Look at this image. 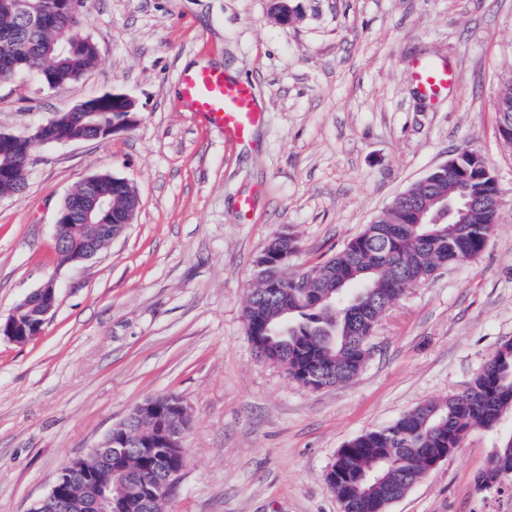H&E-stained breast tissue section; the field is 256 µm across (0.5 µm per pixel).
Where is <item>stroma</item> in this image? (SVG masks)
<instances>
[{"instance_id": "obj_1", "label": "stroma", "mask_w": 512, "mask_h": 512, "mask_svg": "<svg viewBox=\"0 0 512 512\" xmlns=\"http://www.w3.org/2000/svg\"><path fill=\"white\" fill-rule=\"evenodd\" d=\"M299 3L302 18L282 25L268 0H89L92 71L60 89L29 74L0 86V132L106 93L138 108L109 139L36 146L24 194L0 197V319L57 284L40 335L0 336V512H30L66 463L168 393L189 428L165 512H342L324 479L338 449L461 391L512 339V144L495 110L512 80V0ZM432 57L456 78L434 101L412 76ZM189 59L256 84L265 121L252 145L180 105ZM462 148L483 155L502 197L482 255L394 302L346 384L311 390L260 358L243 310L270 237L298 239V266L323 261ZM101 172L129 180L140 205L92 260L64 262L56 212ZM510 436L512 408L389 512H512V490L477 488Z\"/></svg>"}]
</instances>
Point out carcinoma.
Returning <instances> with one entry per match:
<instances>
[{"instance_id":"cac0c4a2","label":"carcinoma","mask_w":512,"mask_h":512,"mask_svg":"<svg viewBox=\"0 0 512 512\" xmlns=\"http://www.w3.org/2000/svg\"><path fill=\"white\" fill-rule=\"evenodd\" d=\"M75 13L58 7V0H26L20 10L14 0H0V82L27 73L49 89L63 88L98 63L96 45L88 40L66 55L52 44L59 37H73L87 22V0H76ZM45 20L30 22V15ZM94 119L110 123L118 118L112 105L83 106ZM498 123L512 125V82L502 87L496 104ZM36 140L0 144V196H19L27 182L22 168L25 153ZM477 198L494 196L488 179L462 185ZM416 198L435 190L448 191V177L410 187ZM410 208L392 203L373 223L335 255L302 269L273 267L268 287L249 294L245 324L271 327L272 341L265 350L287 367L288 376L316 390L321 384L336 386L353 379L365 366L369 348L362 337L372 334L394 294L430 279L443 266L471 262L486 249L497 215L490 207L477 208L468 224H410ZM306 281L317 293H330L336 312L299 303L293 276ZM373 288L377 312L372 320L356 324L345 313L354 294ZM512 408V341L502 343L466 390L445 399L431 400L403 414L392 423L366 431L351 441L333 462L342 477L336 496L346 512H388L391 501L407 491L425 473L421 457L437 448H458L474 429L490 428L501 413ZM512 474V436L505 439L483 475L496 479ZM112 495L121 496L120 485L136 487L140 471L130 470L111 479Z\"/></svg>"}]
</instances>
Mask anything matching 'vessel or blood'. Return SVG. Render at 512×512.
Masks as SVG:
<instances>
[{
    "mask_svg": "<svg viewBox=\"0 0 512 512\" xmlns=\"http://www.w3.org/2000/svg\"><path fill=\"white\" fill-rule=\"evenodd\" d=\"M414 80L420 92L435 97L454 81L451 71L425 63L415 66ZM184 105L201 115L225 140L251 142L265 114L258 106V91L247 79H233L219 67L201 66L184 72L179 81Z\"/></svg>",
    "mask_w": 512,
    "mask_h": 512,
    "instance_id": "1",
    "label": "vessel or blood"
}]
</instances>
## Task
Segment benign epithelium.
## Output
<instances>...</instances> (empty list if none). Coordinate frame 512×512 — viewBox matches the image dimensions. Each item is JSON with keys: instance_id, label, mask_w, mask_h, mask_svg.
<instances>
[{"instance_id": "1", "label": "benign epithelium", "mask_w": 512, "mask_h": 512, "mask_svg": "<svg viewBox=\"0 0 512 512\" xmlns=\"http://www.w3.org/2000/svg\"><path fill=\"white\" fill-rule=\"evenodd\" d=\"M270 12L281 24L293 22L297 14L289 0H270ZM95 101L103 103L112 102L115 111L122 113V119L110 124H101L92 119V115L85 116L86 126L90 134L63 136L60 138L43 135L44 127H39L36 134L41 136V143H69L90 139H106L119 130L128 129L137 122L136 102L129 96L117 93H107L95 97ZM437 170L448 173L455 181L462 182L468 179L470 173L475 172L485 178L492 177L485 165L483 157L471 150H467L450 158L437 166ZM103 178L95 174L84 180L86 197L92 202L91 210L95 211L99 221L95 223V234L85 236L83 225L74 223L76 219L90 220V214L82 206V200L68 195L61 205L55 222L54 240L57 246L69 251L70 261L73 263L85 262L96 256L105 246L119 236L131 218L125 217L120 222H113L114 203L99 192L98 184ZM450 194L443 193L432 197L425 203L415 207V221L418 224H434L439 218L447 217L448 213L458 212L457 223H468L469 215L475 201L465 194H457L454 202H448ZM288 258V252L275 247L267 250L265 257L254 263L253 280L262 281L267 278L269 269L281 264ZM57 285L52 278L41 287L28 294L18 304L5 321H0V330L7 327V338L15 343L22 344L40 333L43 324L49 320L56 306ZM184 401L177 395H170L162 400L158 397L145 400L135 407L123 420L115 424L109 433L86 456L66 464L58 473L50 491L38 500L30 512H42V507L50 502L56 512H112L114 498L112 485L92 474L83 480L85 494L76 500L72 496L71 486L74 483L73 474L80 468V463L89 460L98 470L112 471V462L124 458L127 449H139L141 458L156 460L162 454L167 456L182 455L184 435L188 423H177L170 420L173 410H180ZM134 417L149 418L154 428L149 435L132 442L130 438V425ZM183 467L165 465L155 469L151 475V483L147 494L142 496L139 490L132 491V498L137 504L151 505L157 501L169 499L180 478Z\"/></svg>"}]
</instances>
